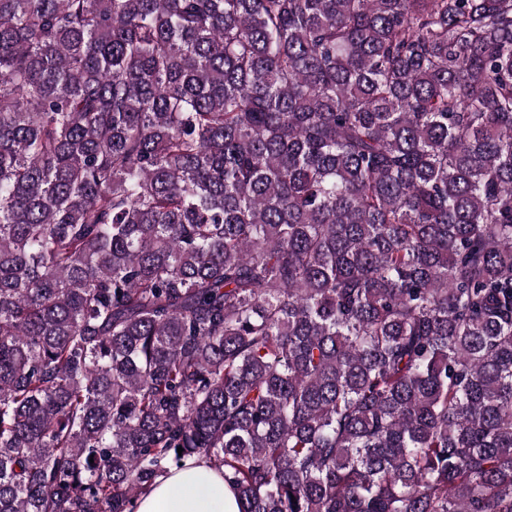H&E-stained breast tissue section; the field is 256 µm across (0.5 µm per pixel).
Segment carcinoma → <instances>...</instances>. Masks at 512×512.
<instances>
[{
    "instance_id": "cac0c4a2",
    "label": "carcinoma",
    "mask_w": 512,
    "mask_h": 512,
    "mask_svg": "<svg viewBox=\"0 0 512 512\" xmlns=\"http://www.w3.org/2000/svg\"><path fill=\"white\" fill-rule=\"evenodd\" d=\"M189 459L512 512V0H0V512Z\"/></svg>"
}]
</instances>
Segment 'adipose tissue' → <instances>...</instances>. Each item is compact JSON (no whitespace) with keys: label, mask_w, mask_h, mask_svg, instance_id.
Returning <instances> with one entry per match:
<instances>
[{"label":"adipose tissue","mask_w":512,"mask_h":512,"mask_svg":"<svg viewBox=\"0 0 512 512\" xmlns=\"http://www.w3.org/2000/svg\"><path fill=\"white\" fill-rule=\"evenodd\" d=\"M138 512H239V504L221 472L190 460L162 478Z\"/></svg>","instance_id":"1"}]
</instances>
